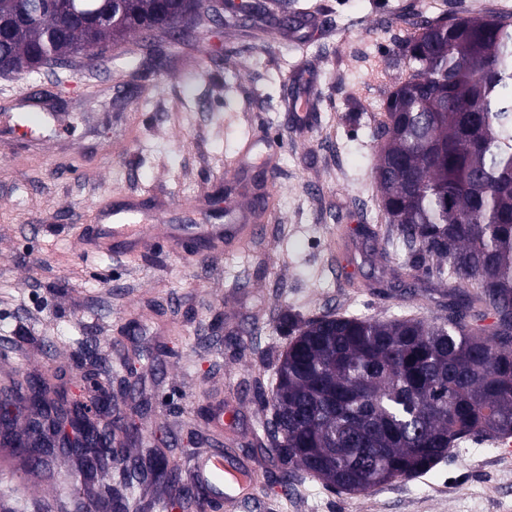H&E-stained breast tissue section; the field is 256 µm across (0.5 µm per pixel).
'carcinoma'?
Instances as JSON below:
<instances>
[{
	"label": "carcinoma",
	"mask_w": 512,
	"mask_h": 512,
	"mask_svg": "<svg viewBox=\"0 0 512 512\" xmlns=\"http://www.w3.org/2000/svg\"><path fill=\"white\" fill-rule=\"evenodd\" d=\"M67 0H45L31 22L0 39V73H36L52 57L93 65L109 41L130 34L159 60L157 40L175 47L180 12L163 0H74L107 24L74 21ZM402 48L413 73L387 99L377 132V178L387 223L406 259L392 270L400 288L423 275L451 280L448 315L431 323L326 314L292 324L275 369L269 458L288 482L303 471L326 487L367 493L425 473L471 435L512 437V22L453 16L417 23ZM30 403L56 420L64 392L43 377ZM85 404L73 421L91 433L77 456L124 459L112 427L90 424ZM142 479L178 484L167 449L151 450ZM90 512H127L110 487L87 490Z\"/></svg>",
	"instance_id": "1"
}]
</instances>
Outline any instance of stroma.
I'll return each instance as SVG.
<instances>
[{"label": "stroma", "mask_w": 512, "mask_h": 512, "mask_svg": "<svg viewBox=\"0 0 512 512\" xmlns=\"http://www.w3.org/2000/svg\"><path fill=\"white\" fill-rule=\"evenodd\" d=\"M237 3L224 0L223 22L197 20V43L157 65L131 35L92 69L77 60L54 75H0V117L37 124L50 112L56 125L47 138L0 140V393L34 375L85 402L95 384L111 385L142 433L130 456L169 449L186 486L223 424L225 462L261 475L258 508L240 512H512V457L482 435L368 494L305 473L280 485L266 453L272 411L256 398L289 321L443 315L429 281L413 296L389 286L400 251L375 179L377 105L412 72L400 48L415 19L499 14L512 0H261L275 27L242 21ZM268 187L274 219L216 257H82L74 242L100 205L130 195L148 213L171 206L175 224H220ZM81 347L98 356L88 380L73 367ZM1 458L0 501L14 512L60 507L72 457L32 469L0 443Z\"/></svg>", "instance_id": "35a3bbf8"}]
</instances>
